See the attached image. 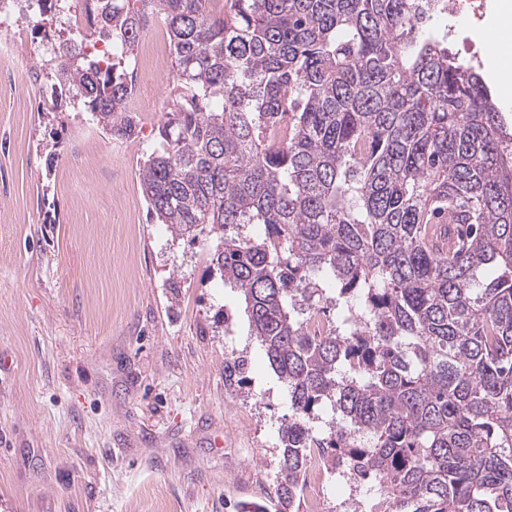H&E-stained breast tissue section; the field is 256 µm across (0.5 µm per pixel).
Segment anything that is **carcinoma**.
Instances as JSON below:
<instances>
[{
  "label": "carcinoma",
  "mask_w": 512,
  "mask_h": 512,
  "mask_svg": "<svg viewBox=\"0 0 512 512\" xmlns=\"http://www.w3.org/2000/svg\"><path fill=\"white\" fill-rule=\"evenodd\" d=\"M413 2L85 0L111 51L57 45L56 97L125 139L135 43L167 26L142 192L172 238L214 240L291 408L274 502L240 512H296L313 446L370 512H512V133Z\"/></svg>",
  "instance_id": "obj_1"
}]
</instances>
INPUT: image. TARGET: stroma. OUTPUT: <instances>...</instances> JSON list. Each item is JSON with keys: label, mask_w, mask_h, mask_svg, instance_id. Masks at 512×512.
I'll list each match as a JSON object with an SVG mask.
<instances>
[{"label": "stroma", "mask_w": 512, "mask_h": 512, "mask_svg": "<svg viewBox=\"0 0 512 512\" xmlns=\"http://www.w3.org/2000/svg\"><path fill=\"white\" fill-rule=\"evenodd\" d=\"M500 21L486 0L481 21L435 26L512 128V83L479 37ZM62 28L24 18L0 43L37 69ZM135 54L145 79L126 139L54 108L48 80L0 85V512H236L279 478L287 392L207 242L172 240L140 187L175 94L161 19ZM53 148L64 159L49 172ZM228 349L244 361L229 378Z\"/></svg>", "instance_id": "1"}]
</instances>
